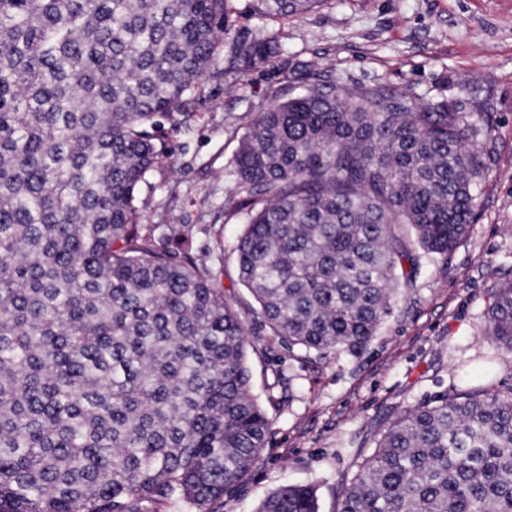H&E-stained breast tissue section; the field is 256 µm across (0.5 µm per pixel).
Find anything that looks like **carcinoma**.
<instances>
[{
	"instance_id": "1",
	"label": "carcinoma",
	"mask_w": 512,
	"mask_h": 512,
	"mask_svg": "<svg viewBox=\"0 0 512 512\" xmlns=\"http://www.w3.org/2000/svg\"><path fill=\"white\" fill-rule=\"evenodd\" d=\"M229 2L0 0V512H208L268 443L223 284L156 246L184 248L189 226L145 227L136 206L160 119L188 113L200 77L276 62L272 35L220 55ZM275 97L230 170L239 281L289 346L353 353L468 232L492 112L303 63ZM485 318L511 353L512 281ZM257 512H320L317 489L282 485ZM338 512H512V386L405 411Z\"/></svg>"
}]
</instances>
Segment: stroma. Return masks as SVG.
<instances>
[{
  "label": "stroma",
  "mask_w": 512,
  "mask_h": 512,
  "mask_svg": "<svg viewBox=\"0 0 512 512\" xmlns=\"http://www.w3.org/2000/svg\"><path fill=\"white\" fill-rule=\"evenodd\" d=\"M232 7V36L276 33L288 62L423 99L464 88L493 100L497 161L479 183L467 234L448 258L423 259L377 336L352 354L288 346L237 279L243 226L224 211L230 164L255 112L273 102L281 68L206 72L186 120L163 122L158 134L162 163L139 189L140 222L191 227L192 255L217 274L246 328L251 393L270 422L260 461L210 512H255L287 483L316 485L320 512H337L403 411L512 386V355L486 336L483 318L497 284L512 278V0H329L281 20L254 15L250 0Z\"/></svg>",
  "instance_id": "1"
}]
</instances>
